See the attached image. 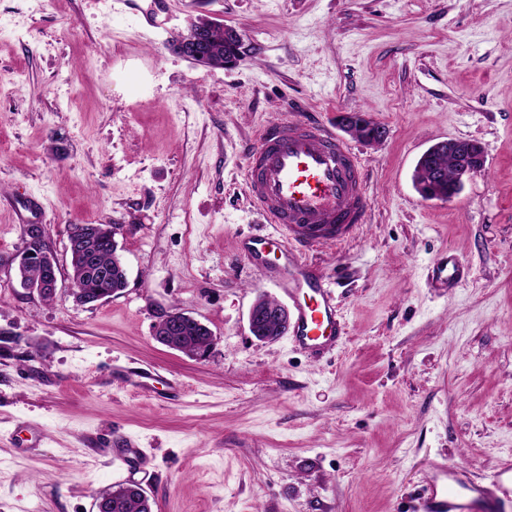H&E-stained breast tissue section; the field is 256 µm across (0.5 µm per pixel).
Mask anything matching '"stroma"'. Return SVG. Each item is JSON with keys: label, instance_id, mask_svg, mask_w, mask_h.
<instances>
[{"label": "stroma", "instance_id": "stroma-1", "mask_svg": "<svg viewBox=\"0 0 512 512\" xmlns=\"http://www.w3.org/2000/svg\"><path fill=\"white\" fill-rule=\"evenodd\" d=\"M200 16L242 34L236 68L170 49ZM358 110L387 136L350 143L358 237L309 254L348 332L316 362L249 330L283 295L237 249L271 231L247 160L275 120ZM448 138L486 168L424 200L415 165ZM86 223L117 229L128 280L92 306L69 265ZM29 224L50 301L10 265ZM449 253L465 280L432 286ZM172 308L212 330L205 357L155 340ZM0 330V512H97L131 482L153 512H417L433 463L489 477L512 461V0H0ZM116 434L145 472L104 450ZM24 265L31 266L23 270V276L28 281L38 280L35 282L22 281L20 285L23 289L28 293H36L40 297L45 294L56 293L58 265L52 249L47 244L45 230L42 225L29 224L25 228V246L20 254L18 267ZM53 298L52 295H45L43 299L50 301Z\"/></svg>", "mask_w": 512, "mask_h": 512}]
</instances>
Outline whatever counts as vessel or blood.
<instances>
[{
  "instance_id": "obj_1",
  "label": "vessel or blood",
  "mask_w": 512,
  "mask_h": 512,
  "mask_svg": "<svg viewBox=\"0 0 512 512\" xmlns=\"http://www.w3.org/2000/svg\"><path fill=\"white\" fill-rule=\"evenodd\" d=\"M250 194L276 235L239 240L242 252L272 244L280 253L276 279L292 303L288 338L313 357L345 341L347 327L333 290L306 254L351 237L367 215L368 197L353 152L322 124L293 119L272 122L247 164ZM512 502V465L487 480L465 468L433 464L418 512H505Z\"/></svg>"
}]
</instances>
